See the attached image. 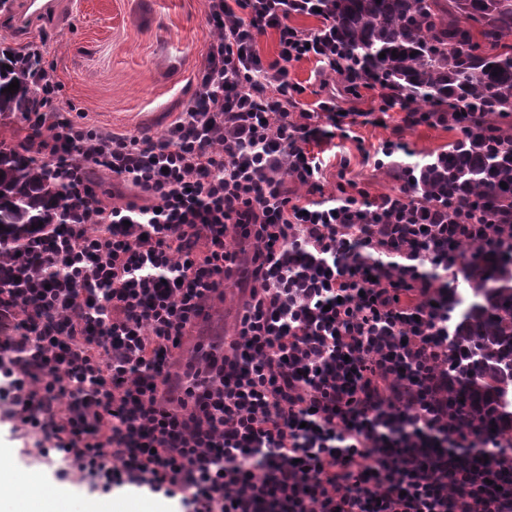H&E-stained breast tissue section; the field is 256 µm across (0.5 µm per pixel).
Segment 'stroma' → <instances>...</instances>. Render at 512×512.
<instances>
[{
	"label": "stroma",
	"mask_w": 512,
	"mask_h": 512,
	"mask_svg": "<svg viewBox=\"0 0 512 512\" xmlns=\"http://www.w3.org/2000/svg\"><path fill=\"white\" fill-rule=\"evenodd\" d=\"M26 0H0V51H40L53 66L61 85L60 107L75 106L77 121L121 135L165 134L178 113L193 97L196 76L211 38L206 0H55L52 13L26 16ZM291 81L307 87L306 102L314 91L329 84L336 103L349 112H364L374 100L347 94L341 76H323L315 62L303 60L288 68ZM460 136L446 125L405 126L402 115L390 113L385 125L357 124L348 138L336 139V157L324 174L325 194L354 187L369 198L399 194L404 184L374 169L365 156L385 140L405 144L411 161L447 150ZM242 294L228 286L216 301L207 321L185 337L174 358L178 366L222 352L224 335L236 320ZM56 457L41 456L32 439L13 431L0 419V472L10 478L41 471L45 482L72 504L75 512L103 501L74 479L56 476Z\"/></svg>",
	"instance_id": "1"
}]
</instances>
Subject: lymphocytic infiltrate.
Here are the masks:
<instances>
[{
	"label": "lymphocytic infiltrate",
	"mask_w": 512,
	"mask_h": 512,
	"mask_svg": "<svg viewBox=\"0 0 512 512\" xmlns=\"http://www.w3.org/2000/svg\"><path fill=\"white\" fill-rule=\"evenodd\" d=\"M312 0H207L198 90L167 135H114L58 111L36 69L26 119L67 187L61 234L0 254V407L103 493L178 512H512V456L448 409L462 210L364 190L324 196L327 147L404 99L307 104L288 67L356 81ZM277 35V56L257 43ZM120 189L111 201L94 175ZM248 284L222 355L167 365L203 306Z\"/></svg>",
	"instance_id": "lymphocytic-infiltrate-1"
}]
</instances>
